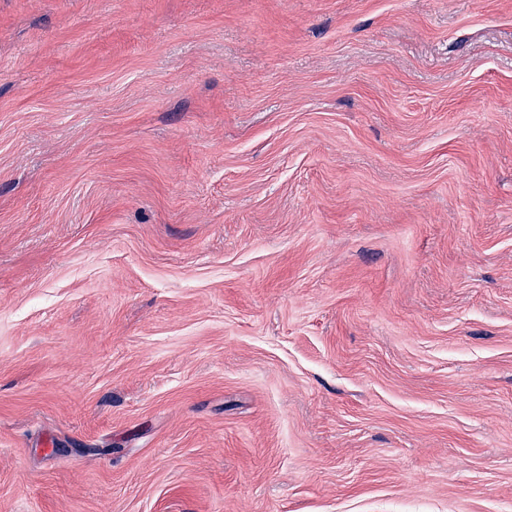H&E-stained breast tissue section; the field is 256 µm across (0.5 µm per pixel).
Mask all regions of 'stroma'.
Returning <instances> with one entry per match:
<instances>
[{
    "label": "stroma",
    "instance_id": "35a3bbf8",
    "mask_svg": "<svg viewBox=\"0 0 512 512\" xmlns=\"http://www.w3.org/2000/svg\"><path fill=\"white\" fill-rule=\"evenodd\" d=\"M0 512H512V0H0Z\"/></svg>",
    "mask_w": 512,
    "mask_h": 512
}]
</instances>
